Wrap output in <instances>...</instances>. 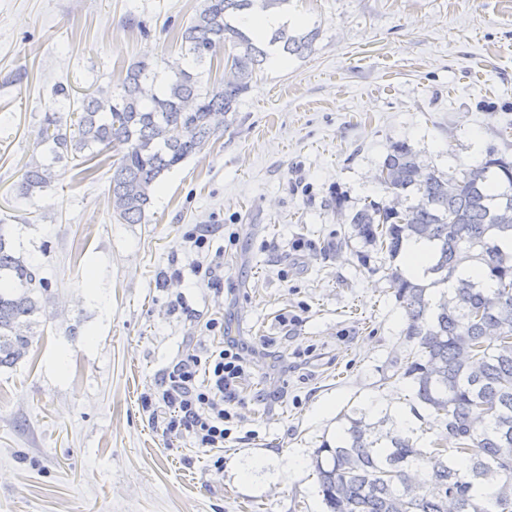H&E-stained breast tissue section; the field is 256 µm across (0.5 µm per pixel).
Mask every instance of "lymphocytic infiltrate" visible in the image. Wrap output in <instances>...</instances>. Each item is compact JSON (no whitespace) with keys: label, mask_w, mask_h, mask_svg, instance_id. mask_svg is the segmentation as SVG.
Segmentation results:
<instances>
[{"label":"lymphocytic infiltrate","mask_w":512,"mask_h":512,"mask_svg":"<svg viewBox=\"0 0 512 512\" xmlns=\"http://www.w3.org/2000/svg\"><path fill=\"white\" fill-rule=\"evenodd\" d=\"M256 353L234 339L202 354L185 353L167 368L144 405L162 414L166 431H188L202 448L223 447L237 423L240 384Z\"/></svg>","instance_id":"1"}]
</instances>
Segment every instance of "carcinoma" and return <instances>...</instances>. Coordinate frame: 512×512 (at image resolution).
<instances>
[{"label":"carcinoma","mask_w":512,"mask_h":512,"mask_svg":"<svg viewBox=\"0 0 512 512\" xmlns=\"http://www.w3.org/2000/svg\"><path fill=\"white\" fill-rule=\"evenodd\" d=\"M289 0H202L181 33V60L166 76L141 60L126 72L122 91L96 88L81 98L74 126L44 119L38 144L51 156L33 159L21 175L23 194L51 186L53 164L89 165L121 147L112 163L111 204L123 224H142L161 177L201 152L224 116L236 111L253 76L272 58L302 57L317 31L282 25L262 40L239 25L258 8ZM232 77L204 85L201 69L225 44ZM379 181L392 204L370 203L351 217L356 235L391 257L416 242L429 244L424 280L390 273L405 310L412 344L402 377L414 398L445 430L431 447L418 446L412 428L346 417L343 437L323 443L313 461L327 512H512V253L498 245L512 237V160L494 152L450 181L425 167L405 143L392 146ZM7 220L0 219V366L21 359L31 316L48 288L39 268L17 255ZM480 277L461 273L465 263Z\"/></svg>","instance_id":"1"}]
</instances>
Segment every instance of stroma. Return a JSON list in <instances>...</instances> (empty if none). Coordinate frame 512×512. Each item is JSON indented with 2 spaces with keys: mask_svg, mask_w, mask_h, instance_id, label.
Here are the masks:
<instances>
[{
  "mask_svg": "<svg viewBox=\"0 0 512 512\" xmlns=\"http://www.w3.org/2000/svg\"><path fill=\"white\" fill-rule=\"evenodd\" d=\"M201 0H0V216L48 290L24 357L0 367V512H326L312 458L344 416L418 420L386 269L350 215L388 203L393 144L459 176L512 156V0H289L310 54L266 65L201 153L166 173L143 224L109 205L112 167L69 165L26 197L57 84L120 93L127 68L181 57ZM217 230L209 248L187 235ZM224 251V291L196 287ZM97 286H84L88 274ZM184 307H175L176 296ZM223 318L269 350L242 380L239 441L199 448L143 406Z\"/></svg>",
  "mask_w": 512,
  "mask_h": 512,
  "instance_id": "1",
  "label": "stroma"
}]
</instances>
